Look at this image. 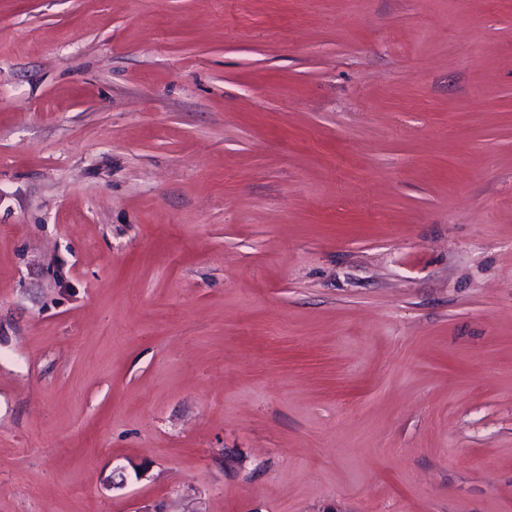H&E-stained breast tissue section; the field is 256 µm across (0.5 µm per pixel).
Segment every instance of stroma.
Returning <instances> with one entry per match:
<instances>
[{
    "instance_id": "35a3bbf8",
    "label": "stroma",
    "mask_w": 512,
    "mask_h": 512,
    "mask_svg": "<svg viewBox=\"0 0 512 512\" xmlns=\"http://www.w3.org/2000/svg\"><path fill=\"white\" fill-rule=\"evenodd\" d=\"M0 512H512V0H0Z\"/></svg>"
}]
</instances>
